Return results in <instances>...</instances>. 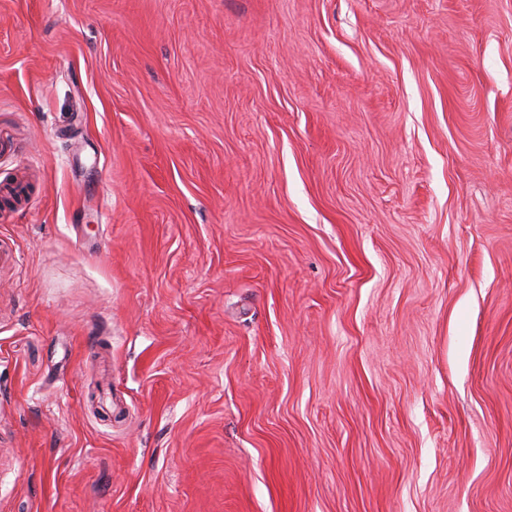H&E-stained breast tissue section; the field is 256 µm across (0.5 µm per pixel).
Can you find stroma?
<instances>
[{"instance_id": "35a3bbf8", "label": "stroma", "mask_w": 512, "mask_h": 512, "mask_svg": "<svg viewBox=\"0 0 512 512\" xmlns=\"http://www.w3.org/2000/svg\"><path fill=\"white\" fill-rule=\"evenodd\" d=\"M0 512H512V0H0Z\"/></svg>"}]
</instances>
